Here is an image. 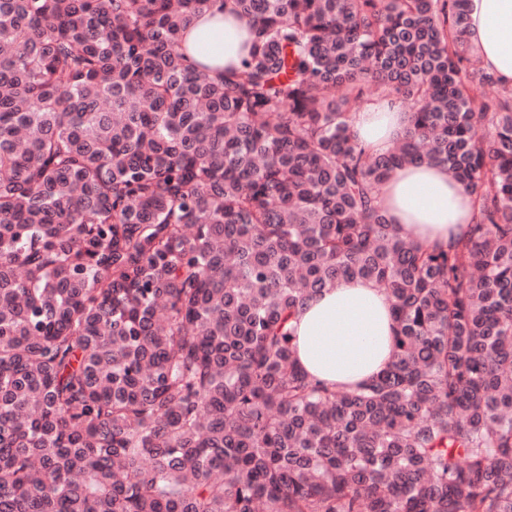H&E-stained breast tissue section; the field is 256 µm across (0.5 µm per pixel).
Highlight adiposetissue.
I'll return each instance as SVG.
<instances>
[{
	"label": "adipose tissue",
	"mask_w": 512,
	"mask_h": 512,
	"mask_svg": "<svg viewBox=\"0 0 512 512\" xmlns=\"http://www.w3.org/2000/svg\"><path fill=\"white\" fill-rule=\"evenodd\" d=\"M470 34L485 62L512 85V0H469ZM254 38L249 21L210 9L188 26L185 45L194 62L221 72L238 66ZM407 113L380 99L353 113L352 129L370 152H387L407 126ZM381 204L403 236L448 244L473 221L469 191L438 166L399 169ZM295 355L317 381L354 387L390 362L396 324L391 301L372 282L344 278L311 299L295 322Z\"/></svg>",
	"instance_id": "adipose-tissue-1"
}]
</instances>
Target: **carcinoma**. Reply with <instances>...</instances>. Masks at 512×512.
<instances>
[{
    "label": "carcinoma",
    "mask_w": 512,
    "mask_h": 512,
    "mask_svg": "<svg viewBox=\"0 0 512 512\" xmlns=\"http://www.w3.org/2000/svg\"><path fill=\"white\" fill-rule=\"evenodd\" d=\"M213 2L0 0V512H512V86L468 0H222L218 77ZM370 93L410 104L384 154ZM423 162L473 196L446 248L379 206ZM347 277L395 347L330 388L290 321ZM254 38L245 18L218 11V4L195 18L188 26L185 46L194 62L210 67L211 74L239 66ZM407 118L390 98L380 99L352 113V130L370 152L385 153L402 136Z\"/></svg>",
    "instance_id": "cac0c4a2"
}]
</instances>
